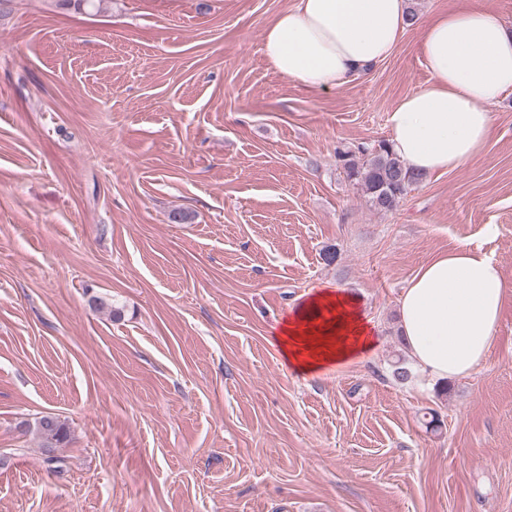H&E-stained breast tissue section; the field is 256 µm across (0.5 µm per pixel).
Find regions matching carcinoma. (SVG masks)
I'll return each instance as SVG.
<instances>
[{"instance_id": "obj_1", "label": "carcinoma", "mask_w": 512, "mask_h": 512, "mask_svg": "<svg viewBox=\"0 0 512 512\" xmlns=\"http://www.w3.org/2000/svg\"><path fill=\"white\" fill-rule=\"evenodd\" d=\"M358 152L362 155L360 159L351 151H339L337 157L343 163L347 178L359 186L376 210H394L423 179V175L408 170L385 141L360 146ZM34 430L51 462L55 461L51 453L66 447L70 441L67 423L54 414L40 416Z\"/></svg>"}]
</instances>
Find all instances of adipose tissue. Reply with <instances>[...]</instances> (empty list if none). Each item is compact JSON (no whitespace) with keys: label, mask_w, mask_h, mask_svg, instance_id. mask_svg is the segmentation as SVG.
<instances>
[{"label":"adipose tissue","mask_w":512,"mask_h":512,"mask_svg":"<svg viewBox=\"0 0 512 512\" xmlns=\"http://www.w3.org/2000/svg\"><path fill=\"white\" fill-rule=\"evenodd\" d=\"M409 0H296L263 34L279 75L311 90L345 85L384 62L410 25ZM428 83L389 116L391 150L414 172L453 170L488 141L492 103L512 92V28L479 7L426 21L421 44ZM507 291L499 268L468 246L422 265L399 297L408 356L432 379H459L487 362ZM286 364L314 375L374 350L375 325L360 301L323 288L276 334Z\"/></svg>","instance_id":"ef3b65f1"}]
</instances>
